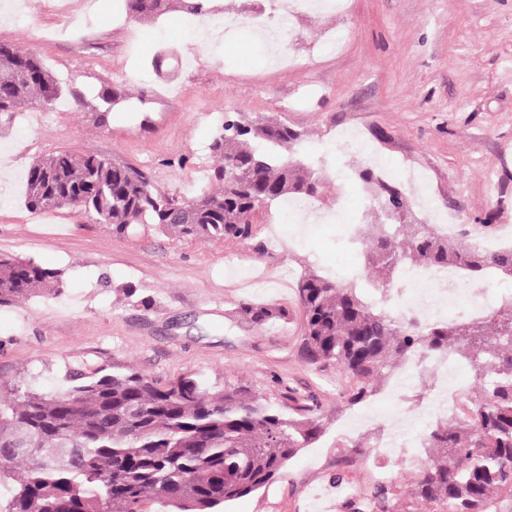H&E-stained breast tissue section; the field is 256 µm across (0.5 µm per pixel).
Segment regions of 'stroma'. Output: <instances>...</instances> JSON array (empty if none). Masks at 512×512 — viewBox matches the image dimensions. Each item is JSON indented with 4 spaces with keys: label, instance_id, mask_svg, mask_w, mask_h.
<instances>
[{
    "label": "stroma",
    "instance_id": "35a3bbf8",
    "mask_svg": "<svg viewBox=\"0 0 512 512\" xmlns=\"http://www.w3.org/2000/svg\"><path fill=\"white\" fill-rule=\"evenodd\" d=\"M0 11L14 17L0 21V40L37 51L64 88L53 107L29 104L0 116V163L12 170L0 195V258L34 260L63 281L61 293L0 306V389L56 393L78 376L128 364L163 381L191 374L212 386L311 395L327 414L325 434L224 512H317L319 493L333 512H348L383 478L399 489L387 512H431L408 494L412 471L369 453L390 420L404 417L403 406L373 396L384 419L364 435L339 438L357 411L340 402V372L319 369L301 352L294 277L309 267L343 275L354 267L343 232L369 206L357 177L365 161L356 151L320 148L353 125L383 159L422 169L439 204L461 214L469 241L512 227V0H349L347 12L294 22L282 49L293 66L217 45L201 53L169 35L173 14L154 23L125 19L112 0H0ZM332 29L348 39L321 52ZM163 79L177 85L175 100L154 96ZM103 89L125 104L105 112L96 96ZM237 113L305 134L308 155L331 177L318 203L341 212L342 223L284 225L275 203L258 210L251 238L200 242L151 224L124 235L91 213L25 204L29 166L61 150L133 163L159 192L190 198L213 185L212 131ZM276 225L283 244L271 249ZM228 252L236 268L225 264ZM129 284L137 289L130 299ZM144 296L149 305H141ZM243 302L284 307L288 318L243 322ZM357 444L367 455L341 467Z\"/></svg>",
    "mask_w": 512,
    "mask_h": 512
}]
</instances>
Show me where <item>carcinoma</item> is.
I'll return each instance as SVG.
<instances>
[{"label": "carcinoma", "instance_id": "cac0c4a2", "mask_svg": "<svg viewBox=\"0 0 512 512\" xmlns=\"http://www.w3.org/2000/svg\"><path fill=\"white\" fill-rule=\"evenodd\" d=\"M188 0H115L116 14L156 20ZM64 89L33 49L0 41V114L20 106L50 108ZM303 135L265 118L224 116L210 151L218 187L188 201L158 192L140 167L62 150L34 161L25 198L34 211L72 207L92 213L126 235L147 224L207 242L246 239V217L292 197L314 198L322 177L298 158ZM379 224H353L363 270L391 296L394 276L407 265H463L471 276L490 271L512 277V248L485 249L411 224V196L371 168L359 172ZM61 274L21 258H0V305L60 291ZM304 316L301 347L307 361L336 367L346 378L341 403L351 407L375 395L405 358H466L481 396L463 405L454 422L424 434L427 457L409 494L447 512H488L490 499L512 492V298L486 318H455L428 326L376 304L356 279L308 269L297 280ZM241 319L266 326L288 318L270 304L243 303ZM289 407L236 382L210 387L192 376L165 385L131 365L97 370L58 394L11 389L0 397V475L14 484L4 512H223L279 475L324 432L321 405ZM48 464L30 456L47 445ZM393 488L373 485L366 500L385 508Z\"/></svg>", "mask_w": 512, "mask_h": 512}]
</instances>
